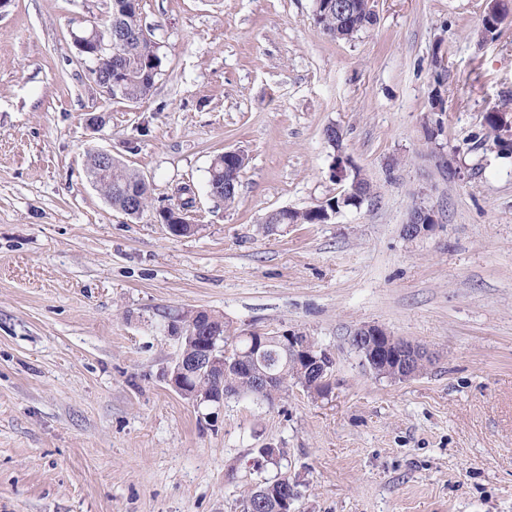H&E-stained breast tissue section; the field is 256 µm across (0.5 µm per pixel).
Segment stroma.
I'll return each instance as SVG.
<instances>
[{
    "label": "stroma",
    "mask_w": 512,
    "mask_h": 512,
    "mask_svg": "<svg viewBox=\"0 0 512 512\" xmlns=\"http://www.w3.org/2000/svg\"><path fill=\"white\" fill-rule=\"evenodd\" d=\"M140 6L162 65L137 103L103 96L74 42L110 0L0 13V512H242L280 474L293 512H512V158L483 143L484 113L512 103V16L492 41L485 0H374L345 41L314 0ZM330 125L375 199L266 232L337 196ZM99 149L146 179L140 217L89 180ZM228 150L248 159L231 208L208 187ZM183 184L195 231L176 237L158 213ZM421 200L438 222L406 238ZM192 309L312 336L328 391L231 397L208 421L165 379L167 323ZM363 324L431 364L369 373L346 342Z\"/></svg>",
    "instance_id": "stroma-1"
}]
</instances>
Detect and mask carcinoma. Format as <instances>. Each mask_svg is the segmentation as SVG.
I'll list each match as a JSON object with an SVG mask.
<instances>
[{"instance_id":"carcinoma-1","label":"carcinoma","mask_w":512,"mask_h":512,"mask_svg":"<svg viewBox=\"0 0 512 512\" xmlns=\"http://www.w3.org/2000/svg\"><path fill=\"white\" fill-rule=\"evenodd\" d=\"M354 9L353 27L342 31L343 39L350 40L358 32L374 24V13L370 0H344ZM314 19L316 24L328 35L336 36V0H315ZM121 29L125 37L119 43H112V99L137 102L146 98L152 91L160 71L161 57L159 47L152 39L150 31L142 24L140 0H111V12L103 25V33L111 29ZM508 106H495L485 113L483 126L485 140L491 142L503 158L512 156V142L501 137L503 120L512 118L507 114ZM90 178L104 192L112 207H125L127 194L140 191L142 205H147V187L143 177L120 163L112 164L105 174H100L98 158L90 154L87 160ZM283 379L293 385L311 388L313 376L301 372L290 362H280ZM224 389L232 396L251 395L268 402L274 400L271 392L257 389L255 378L245 369L224 368ZM257 490H248L244 497L246 512H279L281 506L275 499H269L266 506L255 507Z\"/></svg>"}]
</instances>
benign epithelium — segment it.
<instances>
[{
  "label": "benign epithelium",
  "mask_w": 512,
  "mask_h": 512,
  "mask_svg": "<svg viewBox=\"0 0 512 512\" xmlns=\"http://www.w3.org/2000/svg\"><path fill=\"white\" fill-rule=\"evenodd\" d=\"M79 52L95 63L93 71L99 89L112 92V73L99 70L103 50L112 48L104 43L97 26L89 27L76 37ZM328 142L338 151L330 165V177L341 185L339 198L361 206L374 198V191L359 169L352 166L340 154L344 130L330 125L324 130ZM438 223L434 208L423 203L415 204L403 225V235L414 239L430 232ZM195 326L191 329L179 319H172L168 333L179 343L178 353L168 372L169 385L182 396L196 404L224 406V357L216 355L217 344L224 340V324L218 323L206 310L195 311ZM250 345L247 353H239L236 359L251 368H257L256 384L265 389H276L285 385L275 368L260 367L268 352V336L262 332L248 334ZM278 346L294 360L301 370L313 375L314 384L322 390L328 386L335 359L327 350L315 345L308 336L292 330H283L276 335ZM347 344L362 351L363 362L378 376L405 380L416 375L418 366L429 354L423 348L389 334L383 327L364 324L347 337Z\"/></svg>",
  "instance_id": "7a95c632"
}]
</instances>
